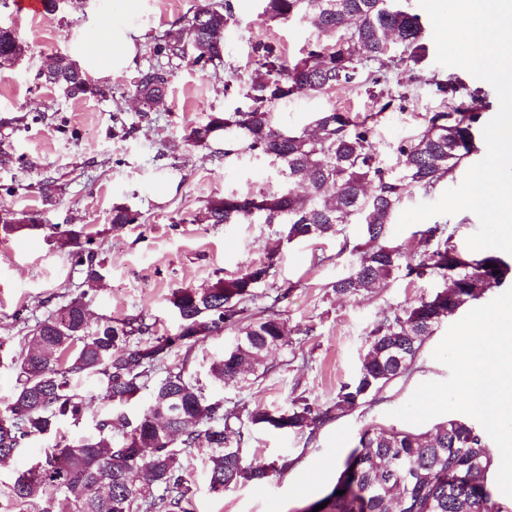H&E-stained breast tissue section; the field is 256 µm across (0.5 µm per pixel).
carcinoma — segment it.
Masks as SVG:
<instances>
[{
  "mask_svg": "<svg viewBox=\"0 0 512 512\" xmlns=\"http://www.w3.org/2000/svg\"><path fill=\"white\" fill-rule=\"evenodd\" d=\"M271 20L306 17L317 31L300 58L290 59L270 43L254 48L263 71L246 93V104L229 113H213L207 123L190 128L185 140L230 158L257 152L281 167L288 187L207 201L210 224H281L287 240L327 238L347 224L362 226L364 245H355L350 271L332 288L355 297L385 285L396 274L433 277L442 286L408 307L394 308L369 332L367 352L355 377L341 385L334 407L322 410L305 397L287 409L224 408L206 400L186 363L170 361L172 349L191 350L202 337L234 327L233 345L214 360L209 375L216 384L242 383L265 366L267 353L288 336L280 314L270 309L255 315L247 303L257 286L273 276L274 263L246 265L235 276L208 288H177L169 299L180 324L173 336H156L143 317L114 318L95 330L87 328L86 294L70 298L35 323L14 360L17 377L13 399L0 416V465L10 463L31 438H45L66 421L84 414L85 396L73 385L93 379L107 408L95 431L55 442L45 457L15 472L7 493L17 506L32 503L37 512H187L184 503L192 481L182 456L207 454L206 478L222 492L247 481L265 484L288 468L282 463L253 464L243 455L252 427L302 433L367 402L390 383L409 376L425 341L461 306L482 292L501 286L512 265L486 254L473 258L454 242L446 224L418 230L420 253L387 242L388 226L406 195L429 192L472 153L480 113L469 109L475 95L466 86L439 83L444 109L425 115L422 130L397 147L400 169L389 172L375 152L371 129L336 108L319 112L313 130H288L270 120L282 99L353 85L377 87L390 65H421L427 57L421 18L397 0H264ZM233 18L230 4L202 0L185 23L154 43L153 56L165 60L139 73L133 92L141 111L154 112L169 91L173 68L187 63L202 70L224 60V29ZM16 33L0 27V70L14 55ZM378 64L371 68L368 63ZM61 55L57 67L41 73L67 98L98 93L85 70ZM224 138V149L212 148ZM330 199H325L327 189ZM129 207L112 209V228L133 224ZM40 227L36 216H1L6 233ZM57 246L86 278L102 275L94 238L82 230L56 232ZM492 267H486V264ZM157 384L143 412L130 419L125 406L156 371ZM122 432L112 440V431ZM493 455L482 429L450 418L424 433L367 426L358 446L342 464L336 485L302 512H508L492 500L481 476ZM344 494L339 495L337 491Z\"/></svg>",
  "mask_w": 512,
  "mask_h": 512,
  "instance_id": "cac0c4a2",
  "label": "carcinoma"
}]
</instances>
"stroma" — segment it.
<instances>
[{
    "instance_id": "35a3bbf8",
    "label": "stroma",
    "mask_w": 512,
    "mask_h": 512,
    "mask_svg": "<svg viewBox=\"0 0 512 512\" xmlns=\"http://www.w3.org/2000/svg\"><path fill=\"white\" fill-rule=\"evenodd\" d=\"M198 0H65L53 14L23 13L17 5L0 7V26L17 31L22 59L0 71V152L14 161L0 165V211L40 217L38 231L0 232V414L13 394L19 352L27 324L45 319L85 291L88 326L109 318L143 316L159 336L177 331L169 298L181 287L206 288L234 276L242 265L274 262L275 274L257 288L250 312L276 303L290 332L266 360L267 373L251 387L208 383L211 360L223 354L235 329L200 339L188 358V370L205 381L209 401L245 402L247 407L289 405L304 396L326 406L340 386L357 373L367 351V331L389 309L416 303L433 293V278L399 276L386 286L354 299L336 296L333 282L351 263L346 243H359L361 227L346 225L332 238L287 241L279 224H209L207 201L225 194L246 195L285 186L278 164L243 152L230 159L184 140L187 127L206 123L209 114L234 111L257 74L253 46L265 41L284 55H300L312 29L292 19L272 21L260 0L242 9L231 0L234 17L224 30V64L198 70L188 64L173 71L163 105L145 114L133 96L139 72L155 64L150 48L167 31L183 25ZM119 25L139 34V50L128 69L98 82L101 95L68 99L39 74L56 55L76 57L100 28ZM456 80L477 94L483 121L498 112L494 88L467 71L438 65L428 55L416 68H389L381 89L393 106L379 111L365 89L348 87L300 95L275 105L272 120L283 126H310L316 113L335 107L350 112L372 130L381 163L397 168L399 143L417 133L423 118L439 105L437 84ZM51 176L63 191L45 200L38 189ZM137 211V223L113 230L112 208ZM81 229L95 239L104 262L101 280H86L57 247L54 229ZM323 256L314 264L313 255ZM448 329L440 324L425 342L416 369L386 386L368 402L317 427L293 434L251 428L244 447L247 461L268 464L289 459L290 467L266 486L246 482L221 493L205 480L207 457L193 452L183 464L194 481L191 512H301L327 495L341 466L369 425L404 428L390 412L405 404L425 381L445 380L447 367L432 353Z\"/></svg>"
}]
</instances>
